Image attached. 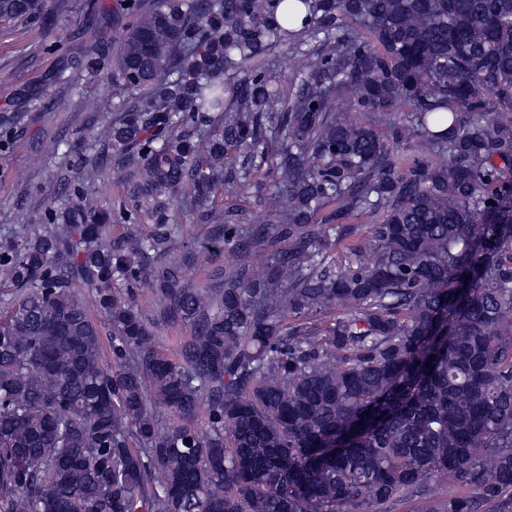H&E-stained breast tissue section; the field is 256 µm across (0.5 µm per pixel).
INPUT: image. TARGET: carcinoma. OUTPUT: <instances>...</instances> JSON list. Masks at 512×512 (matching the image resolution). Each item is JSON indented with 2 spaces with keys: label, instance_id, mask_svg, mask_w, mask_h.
I'll return each instance as SVG.
<instances>
[{
  "label": "carcinoma",
  "instance_id": "1",
  "mask_svg": "<svg viewBox=\"0 0 512 512\" xmlns=\"http://www.w3.org/2000/svg\"><path fill=\"white\" fill-rule=\"evenodd\" d=\"M284 3L87 0L73 36L128 96L102 102L112 153L67 146L69 205L0 245V512H373L431 481L482 493L431 512H512V116L486 119L512 109V0H298L299 28ZM265 166L259 219L216 207ZM116 171L132 210L85 192ZM176 201L210 225L183 266L242 256L208 286L166 261Z\"/></svg>",
  "mask_w": 512,
  "mask_h": 512
}]
</instances>
